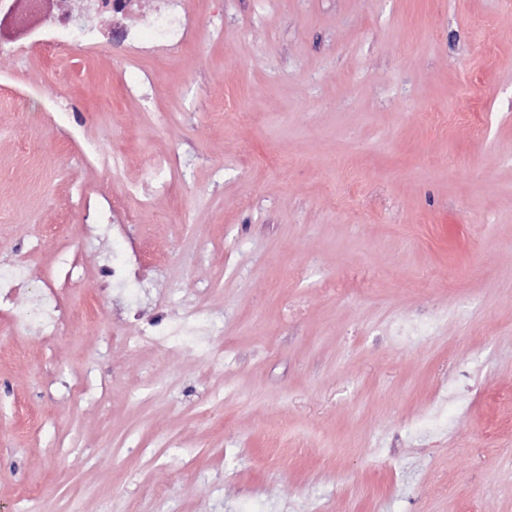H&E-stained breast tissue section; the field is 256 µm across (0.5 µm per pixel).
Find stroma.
<instances>
[{
    "label": "stroma",
    "mask_w": 512,
    "mask_h": 512,
    "mask_svg": "<svg viewBox=\"0 0 512 512\" xmlns=\"http://www.w3.org/2000/svg\"><path fill=\"white\" fill-rule=\"evenodd\" d=\"M190 9L145 99L103 38L0 54V512H512V0ZM132 249L149 288L103 285ZM195 304L215 360L128 343ZM173 168L174 158L171 155L153 156L142 169L140 179L126 183L124 196L138 198L144 208L151 207L156 198L168 189ZM106 204L101 205V208L109 213L110 224H112V231L121 234L124 224H135L137 219L134 213L128 211L123 206L122 198L105 199ZM29 270L23 266L18 265L14 268L10 277L0 280V308L8 305L16 296L18 284L28 279Z\"/></svg>",
    "instance_id": "stroma-1"
}]
</instances>
